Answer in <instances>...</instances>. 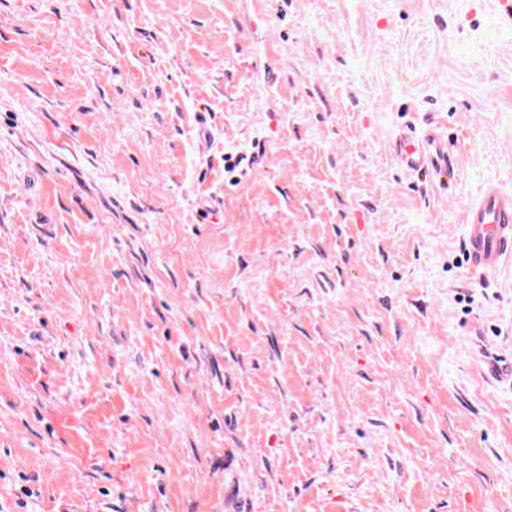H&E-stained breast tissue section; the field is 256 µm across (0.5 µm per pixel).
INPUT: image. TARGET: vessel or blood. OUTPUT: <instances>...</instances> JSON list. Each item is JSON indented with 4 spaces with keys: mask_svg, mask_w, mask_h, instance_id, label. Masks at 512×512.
I'll return each instance as SVG.
<instances>
[{
    "mask_svg": "<svg viewBox=\"0 0 512 512\" xmlns=\"http://www.w3.org/2000/svg\"><path fill=\"white\" fill-rule=\"evenodd\" d=\"M401 171L438 181L452 179L456 158L447 137L437 131L416 136L403 130L392 143ZM463 249L468 269L481 274L497 271L512 257V193L487 185L466 207L463 215ZM484 375L497 386L512 389V356H485Z\"/></svg>",
    "mask_w": 512,
    "mask_h": 512,
    "instance_id": "1",
    "label": "vessel or blood"
}]
</instances>
